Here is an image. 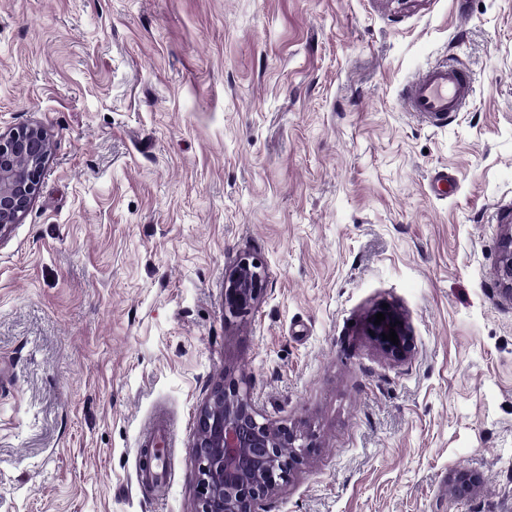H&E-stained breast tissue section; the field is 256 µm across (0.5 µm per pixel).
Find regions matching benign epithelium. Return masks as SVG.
<instances>
[{
  "label": "benign epithelium",
  "instance_id": "7a95c632",
  "mask_svg": "<svg viewBox=\"0 0 512 512\" xmlns=\"http://www.w3.org/2000/svg\"><path fill=\"white\" fill-rule=\"evenodd\" d=\"M44 127L26 125L0 132V240L28 210L49 160ZM499 275L512 292V233L500 259ZM266 283L262 262L239 258L224 277V320L246 316L258 303ZM385 320L366 322L373 340L388 356L403 360L412 350V336L403 316L384 309ZM398 344L382 337L390 331ZM317 447L313 432L299 424L277 423L254 404L246 381L227 371L196 414L190 445L196 465L193 512H262V505L289 485ZM449 480L458 498L471 496L478 478L466 471Z\"/></svg>",
  "mask_w": 512,
  "mask_h": 512
}]
</instances>
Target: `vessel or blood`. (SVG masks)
Returning a JSON list of instances; mask_svg holds the SVG:
<instances>
[{
	"instance_id": "obj_1",
	"label": "vessel or blood",
	"mask_w": 512,
	"mask_h": 512,
	"mask_svg": "<svg viewBox=\"0 0 512 512\" xmlns=\"http://www.w3.org/2000/svg\"><path fill=\"white\" fill-rule=\"evenodd\" d=\"M471 92L469 72L446 63L419 73L406 89L404 105L407 111L444 119L460 111Z\"/></svg>"
}]
</instances>
